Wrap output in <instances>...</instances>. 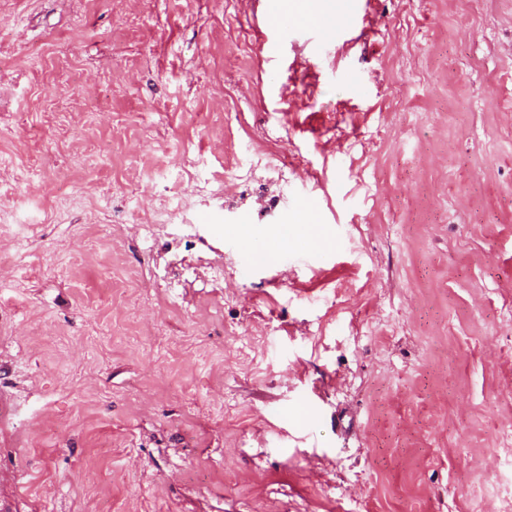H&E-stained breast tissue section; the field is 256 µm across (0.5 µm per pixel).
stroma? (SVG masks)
<instances>
[{"instance_id":"obj_1","label":"stroma","mask_w":512,"mask_h":512,"mask_svg":"<svg viewBox=\"0 0 512 512\" xmlns=\"http://www.w3.org/2000/svg\"><path fill=\"white\" fill-rule=\"evenodd\" d=\"M352 3L0 0V512H512V0ZM324 0H276L278 10L303 18H317L324 9ZM236 234L248 245L251 246V260L253 263H266L276 254V251L282 247H288V244L294 241L292 234L288 229V224L282 225L272 230L268 235V240H262L259 233L251 225H240Z\"/></svg>"}]
</instances>
